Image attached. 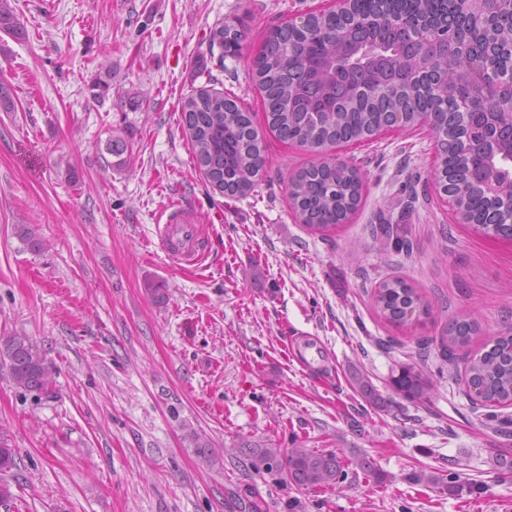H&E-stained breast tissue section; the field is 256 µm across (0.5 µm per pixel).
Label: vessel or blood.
<instances>
[{"instance_id":"vessel-or-blood-1","label":"vessel or blood","mask_w":512,"mask_h":512,"mask_svg":"<svg viewBox=\"0 0 512 512\" xmlns=\"http://www.w3.org/2000/svg\"><path fill=\"white\" fill-rule=\"evenodd\" d=\"M156 236L160 247L183 264H199L208 254L205 227L197 212L185 202L173 203L164 224L158 225Z\"/></svg>"}]
</instances>
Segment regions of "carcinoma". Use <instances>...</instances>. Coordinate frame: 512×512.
<instances>
[{
	"label": "carcinoma",
	"instance_id": "carcinoma-1",
	"mask_svg": "<svg viewBox=\"0 0 512 512\" xmlns=\"http://www.w3.org/2000/svg\"><path fill=\"white\" fill-rule=\"evenodd\" d=\"M445 12L453 14L445 0H354L347 14H313L305 26L284 23L265 36L254 60L255 81L274 136L317 154L368 139L395 112L405 113L407 127L412 128L426 116H442L455 111L459 102H470L474 117L469 127L433 124L431 130L443 149L444 171L457 175V212L480 232L497 236L509 215L497 210L480 188L481 181L473 177L487 163L454 147L464 135L486 134L482 115L486 103L470 100L469 88L458 82L456 71L467 69L490 49L494 58L483 75L487 86L494 85L512 57V11L496 0H483L480 10L469 16L454 14L446 29L424 23ZM19 30L8 0H0V31L15 36ZM240 39V31L230 24L214 29L211 36L212 43L226 52L237 51ZM380 68L392 75L415 74L418 87L410 95L403 85L382 93L373 87ZM180 121L189 135L195 164L209 184L229 196L249 194L266 165L253 115L224 93L202 88L182 102ZM499 137L500 154L492 167L501 192L512 194V128L504 126ZM361 183L353 165L327 160L289 176L287 187L299 220L310 229L323 230L348 219L359 202ZM380 229L379 247L391 243L407 247L394 225L382 224ZM374 305L388 323L399 327L416 326L430 314L417 289L402 278L381 281ZM477 330L473 315L465 313L436 337L448 365H453L458 351L470 348ZM0 363L17 388L46 396L53 392L52 367L45 351L29 336H0ZM465 377L482 405H512V334L497 336L468 356ZM353 382L364 402L381 411L388 408L387 400L364 375H355ZM391 383L413 399L426 397L432 387L426 367L415 362L399 364ZM190 439L203 462L221 463L209 441L195 432ZM229 452L242 456L255 474L300 489L339 490L349 474L360 471L377 476L369 460H355L357 470L351 472L334 451L276 448L243 439ZM15 457V449L0 435V472L15 467ZM415 478L450 497L481 495L485 490L453 468Z\"/></svg>",
	"mask_w": 512,
	"mask_h": 512
}]
</instances>
